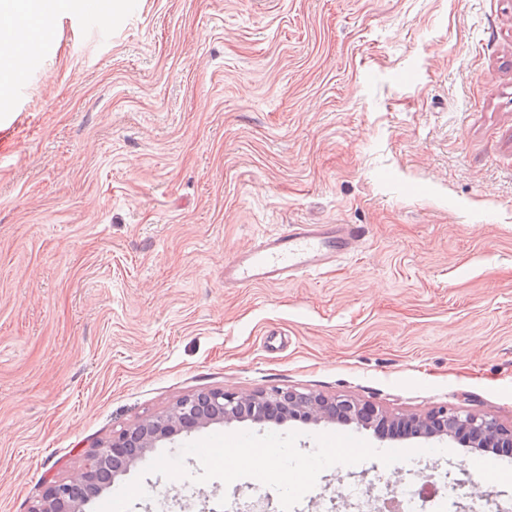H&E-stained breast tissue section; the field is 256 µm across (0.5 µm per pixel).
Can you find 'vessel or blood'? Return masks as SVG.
Here are the masks:
<instances>
[{
  "instance_id": "b4317fda",
  "label": "vessel or blood",
  "mask_w": 512,
  "mask_h": 512,
  "mask_svg": "<svg viewBox=\"0 0 512 512\" xmlns=\"http://www.w3.org/2000/svg\"><path fill=\"white\" fill-rule=\"evenodd\" d=\"M356 233L347 224H290L239 252L224 265V283L232 287L282 281L318 271L353 250Z\"/></svg>"
}]
</instances>
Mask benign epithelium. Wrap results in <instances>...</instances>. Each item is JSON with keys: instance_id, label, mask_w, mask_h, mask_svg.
Wrapping results in <instances>:
<instances>
[{"instance_id": "7a95c632", "label": "benign epithelium", "mask_w": 512, "mask_h": 512, "mask_svg": "<svg viewBox=\"0 0 512 512\" xmlns=\"http://www.w3.org/2000/svg\"><path fill=\"white\" fill-rule=\"evenodd\" d=\"M250 419L256 423H357L380 438L461 437L472 448H512V427L475 413L440 407L425 415H389L372 404L313 392L202 390L163 413L141 420L89 453L83 470L66 481H51L29 512H83L85 503L158 443L183 431Z\"/></svg>"}]
</instances>
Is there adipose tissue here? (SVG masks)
Returning a JSON list of instances; mask_svg holds the SVG:
<instances>
[{
	"mask_svg": "<svg viewBox=\"0 0 512 512\" xmlns=\"http://www.w3.org/2000/svg\"><path fill=\"white\" fill-rule=\"evenodd\" d=\"M47 11L45 0H0V58L15 75H22L24 61L47 37L54 13L63 12L69 0H55Z\"/></svg>",
	"mask_w": 512,
	"mask_h": 512,
	"instance_id": "1",
	"label": "adipose tissue"
}]
</instances>
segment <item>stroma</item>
<instances>
[{
	"label": "stroma",
	"instance_id": "obj_1",
	"mask_svg": "<svg viewBox=\"0 0 512 512\" xmlns=\"http://www.w3.org/2000/svg\"><path fill=\"white\" fill-rule=\"evenodd\" d=\"M0 116V512L113 433L208 389L275 386L512 427V0H111L57 16ZM286 224H349L319 274L228 288ZM414 450L323 470L293 512H512L456 439L354 424L209 426L148 451L130 512H243L277 491L148 472L215 433ZM361 486L360 496L347 494Z\"/></svg>",
	"mask_w": 512,
	"mask_h": 512
}]
</instances>
